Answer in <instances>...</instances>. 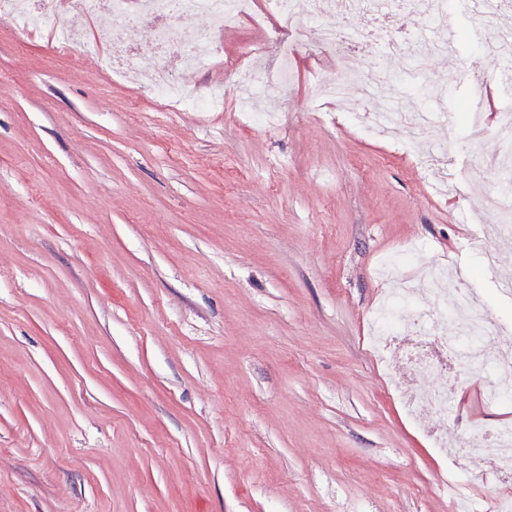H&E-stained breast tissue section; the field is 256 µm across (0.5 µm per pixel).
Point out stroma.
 <instances>
[{"instance_id": "stroma-1", "label": "stroma", "mask_w": 512, "mask_h": 512, "mask_svg": "<svg viewBox=\"0 0 512 512\" xmlns=\"http://www.w3.org/2000/svg\"><path fill=\"white\" fill-rule=\"evenodd\" d=\"M93 23L97 55L0 23V512H455L452 483L487 512L501 478L466 480L402 401L486 372L377 352L370 317L392 253L478 264L495 118L476 155L462 129L410 126L407 58L367 42L354 64L395 75L378 101L403 120L366 131L321 95L339 60L309 30L254 127L232 73L274 75L264 0L195 68L169 55L188 90L226 88L221 111L173 112L107 64L150 69L154 20ZM502 69L449 45L421 83L437 112L478 84L512 106ZM496 250L473 289L512 328V237Z\"/></svg>"}]
</instances>
